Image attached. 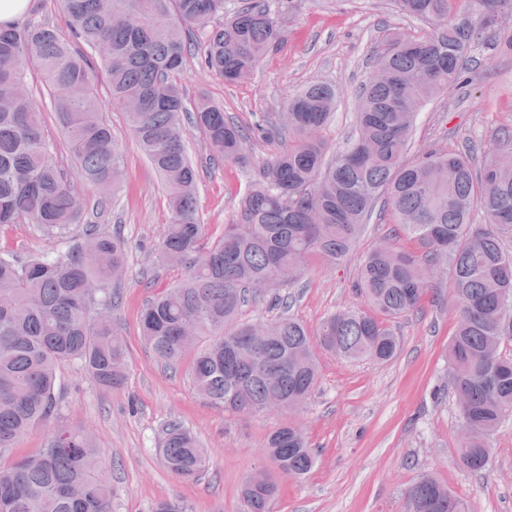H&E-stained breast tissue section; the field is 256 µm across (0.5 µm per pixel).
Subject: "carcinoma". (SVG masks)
Returning <instances> with one entry per match:
<instances>
[{
    "label": "carcinoma",
    "instance_id": "1",
    "mask_svg": "<svg viewBox=\"0 0 512 512\" xmlns=\"http://www.w3.org/2000/svg\"><path fill=\"white\" fill-rule=\"evenodd\" d=\"M457 0H393L396 12L438 22L428 38L402 44L393 37L373 68L387 73L359 94L357 135L329 152L319 132L336 106V90L312 83L288 101V118L275 114L262 134L291 138L288 149L263 169L223 233L211 239L196 207L198 174L188 157L184 126L200 129L212 155L250 162L244 127L201 97L184 106L177 81L197 44L201 64L228 83L248 79L280 42L282 33L266 0H248L224 16V0H60L73 35L102 48L98 65L77 52L52 26L0 27V225L35 224L56 237L82 223V198L45 139L41 112L26 91L33 66L84 182L104 194L122 178V154L103 118L96 91L98 69L109 81L112 102L162 176L171 222L160 258H182L186 277L149 300L141 338L169 367L190 359L196 387L214 405L260 414L271 399L295 410L318 381L314 345L344 360L385 362L400 341L386 321L417 310L431 274L444 261L452 268L458 328L448 344V364L465 434L457 465L470 459L480 472L491 463V439L512 415V131L506 149L476 169L467 152L434 147L409 156L417 112L465 82L462 62L478 31L490 23L482 0H464L472 19L448 22ZM396 228L361 264L357 287L380 314L335 312L317 336L286 313L271 320L240 321L241 308L285 276L296 280L307 260L343 261L358 242L377 203ZM481 208L485 223H472ZM420 245L410 253L397 245ZM123 238L86 225L83 241L63 258L20 261L0 254V459L25 434L59 417L57 371L80 364L100 385L117 388L125 377L126 349L108 310L117 303L124 271ZM262 326L264 341L249 337ZM318 343H313V340ZM279 474L299 478L314 465L303 431L293 424L269 437ZM159 451L179 479H195L207 452L181 424L162 429ZM93 436L58 427L36 452L0 465V512H112V485L103 477ZM275 481L245 486V512H270ZM408 512H469L437 478L426 474L405 491Z\"/></svg>",
    "mask_w": 512,
    "mask_h": 512
}]
</instances>
